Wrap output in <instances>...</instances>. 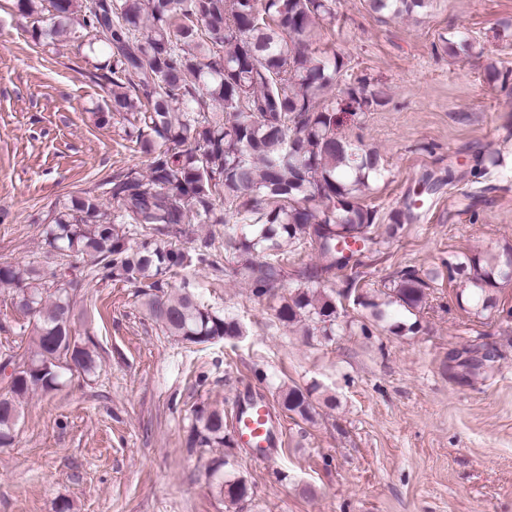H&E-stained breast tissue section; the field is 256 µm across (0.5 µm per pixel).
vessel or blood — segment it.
Instances as JSON below:
<instances>
[{"label":"vessel or blood","mask_w":512,"mask_h":512,"mask_svg":"<svg viewBox=\"0 0 512 512\" xmlns=\"http://www.w3.org/2000/svg\"><path fill=\"white\" fill-rule=\"evenodd\" d=\"M232 424L235 438L243 447L271 450L282 442L279 419L259 393H248L237 401Z\"/></svg>","instance_id":"vessel-or-blood-1"}]
</instances>
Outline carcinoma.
Listing matches in <instances>:
<instances>
[{"instance_id":"carcinoma-1","label":"carcinoma","mask_w":512,"mask_h":512,"mask_svg":"<svg viewBox=\"0 0 512 512\" xmlns=\"http://www.w3.org/2000/svg\"><path fill=\"white\" fill-rule=\"evenodd\" d=\"M32 19V38L53 39L76 30L99 35L92 54L100 79L110 85L108 111L131 116L136 141L149 155L146 169L129 168L112 179L108 208L98 195L75 197L51 212L46 245L62 256L88 258L90 272L141 285L148 315L182 342L208 346L242 334L237 318L220 315L189 289L159 296L179 268L206 265V254L175 248L151 232L187 235L193 224L224 225V257L256 297L284 287L288 256L309 249L313 264L299 271L304 283L280 297L275 317L285 328L303 325V335H336L343 301L371 309L381 320L397 307L417 315L428 280L404 268L373 297L359 291L357 277L327 289L326 275L349 267L353 258L377 249L378 210L362 202L371 182L384 177V156L338 132L336 103L327 98L344 84L345 110L373 112L387 92L368 78H350L348 62L317 47L321 30L336 22L342 0H15ZM380 17H413L434 0H363ZM448 51L470 55L475 42L464 32L444 39ZM433 191L419 181L404 209L393 211L386 232L418 218ZM148 229L140 241H132ZM448 280L471 290L482 306H493L487 290L512 282V252L456 255L445 263ZM77 279L49 280L36 265L0 262V288L28 298L33 315L28 358L11 362L0 395V446L13 443L21 409L37 392L59 385L62 363L79 372L96 369V354L73 335ZM290 418L311 422L312 390L296 385L279 391ZM236 441L224 411L201 409L188 447L233 449ZM229 461L211 459V486L237 506L250 498L240 476H224Z\"/></svg>"}]
</instances>
